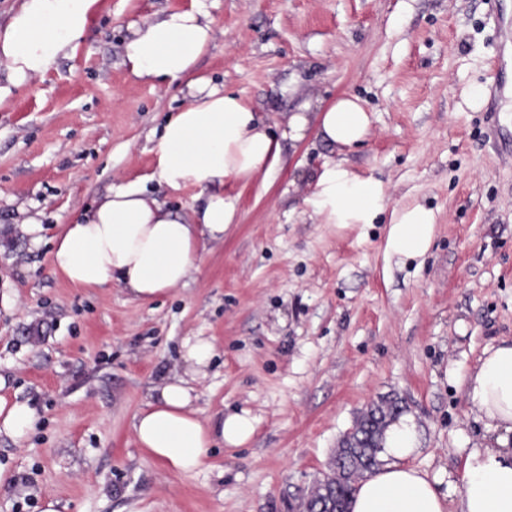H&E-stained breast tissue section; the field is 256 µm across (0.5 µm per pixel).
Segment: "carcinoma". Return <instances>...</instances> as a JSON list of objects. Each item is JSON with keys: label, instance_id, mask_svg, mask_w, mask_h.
I'll use <instances>...</instances> for the list:
<instances>
[{"label": "carcinoma", "instance_id": "carcinoma-1", "mask_svg": "<svg viewBox=\"0 0 512 512\" xmlns=\"http://www.w3.org/2000/svg\"><path fill=\"white\" fill-rule=\"evenodd\" d=\"M396 408L397 402L387 401L362 416L356 430L341 442L337 452L336 468L340 475H327L318 483L305 503L306 512H336V506L349 505L356 479L382 465V434Z\"/></svg>", "mask_w": 512, "mask_h": 512}]
</instances>
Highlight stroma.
Here are the masks:
<instances>
[{
	"label": "stroma",
	"mask_w": 512,
	"mask_h": 512,
	"mask_svg": "<svg viewBox=\"0 0 512 512\" xmlns=\"http://www.w3.org/2000/svg\"><path fill=\"white\" fill-rule=\"evenodd\" d=\"M198 7L215 37L196 76L286 128L303 102L361 99L366 140L342 152L314 132L283 141L276 172L225 181L240 222L209 243L170 294L75 288L52 272V238L73 211L148 178L185 215L198 188L151 181L148 136L186 103V83L134 80L131 23ZM512 0H100L73 57L0 103V392L40 416L23 445L0 436V512H289L323 479L369 405L398 400L422 432L413 465L453 469L481 441L462 379L512 336V95L491 92ZM382 181L389 205L438 213L424 261L386 259L381 224H325L310 199L323 163ZM38 215L43 231L21 229ZM215 355L194 382L201 418L249 411L252 439L171 473L132 422L182 342Z\"/></svg>",
	"instance_id": "stroma-1"
}]
</instances>
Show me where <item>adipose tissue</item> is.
<instances>
[{"instance_id": "adipose-tissue-1", "label": "adipose tissue", "mask_w": 512, "mask_h": 512, "mask_svg": "<svg viewBox=\"0 0 512 512\" xmlns=\"http://www.w3.org/2000/svg\"><path fill=\"white\" fill-rule=\"evenodd\" d=\"M99 0H20L0 23V103L15 89L45 76L73 56ZM214 38V21L201 9L166 12L134 25L125 61L139 79L186 80L191 100L171 113L153 136L152 180L172 190H207L190 217L166 210L143 181L112 188L93 207L62 225L53 239L54 272L77 288L118 283L132 299L150 301L183 285L196 270L204 241L222 240L238 218L234 198L218 192L227 180L247 183L281 163V143L269 117L222 85L194 75ZM370 117L358 98L342 97L312 112L310 104L288 119L284 137L302 141L308 127L333 147L361 144ZM311 204L328 224H372L388 215L385 252L401 259L425 257L434 241L437 214L420 203L387 208L382 182L343 161L324 162ZM186 374H172L155 388L134 417L137 444L166 470L200 468L214 445L238 447L255 432L249 412L203 420L193 406L192 377L209 365L214 347L192 337L183 343ZM467 399L484 431L456 470L428 472L410 462L421 434L413 414L391 421L383 436V464L358 481L350 512H512V340L486 349L465 378ZM39 420L26 401L0 395V434L23 444Z\"/></svg>"}]
</instances>
